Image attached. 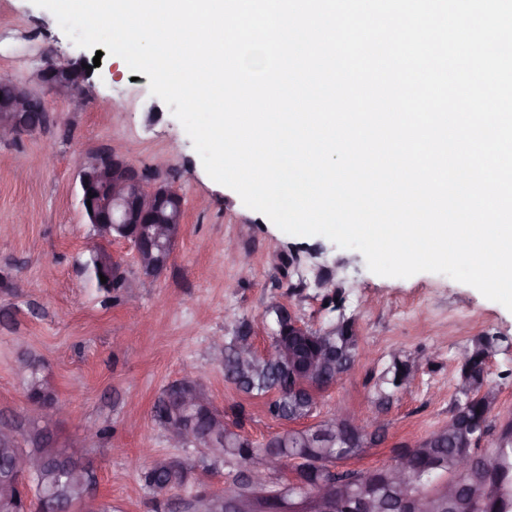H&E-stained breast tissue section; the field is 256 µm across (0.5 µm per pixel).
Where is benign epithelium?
Returning a JSON list of instances; mask_svg holds the SVG:
<instances>
[{
  "label": "benign epithelium",
  "mask_w": 512,
  "mask_h": 512,
  "mask_svg": "<svg viewBox=\"0 0 512 512\" xmlns=\"http://www.w3.org/2000/svg\"><path fill=\"white\" fill-rule=\"evenodd\" d=\"M38 79L44 92L34 93L26 87L13 84V95L0 100V138L16 136L31 130L28 123V109L32 102H37L43 115L51 111V102L65 99L72 109H80L87 100L89 79L82 62L67 60L64 62L48 59L39 72ZM78 176L82 200H87L88 192L96 190L92 199L90 224L102 234L104 241H92L88 248L96 253L95 260L112 270L113 276L124 280L120 264L112 257L106 241L115 238L129 240L132 244L141 241L145 247L135 249V258L140 274L145 278H155L167 266L178 233L169 228V216L164 213L167 208L183 209L181 196L169 185L153 182L148 174L131 164L123 154L108 149L105 152L91 153L77 161ZM159 248L160 253L153 252ZM171 388L179 393L181 404L191 407L204 400L206 392L199 386V379L191 371ZM69 407L59 399L45 404L29 403L27 425L45 429L50 419L61 418L68 414ZM364 419L339 415L336 426L314 425L310 437L308 452L296 448L287 455L266 456L261 463L245 468L247 483L258 490L269 483L275 474L291 471L290 481L300 482L301 474L307 470L308 463L319 466L321 460L314 449L327 445L328 441L347 438L353 432L361 437L368 433ZM169 439L176 445L184 446L195 442L192 429L181 424L167 429ZM209 445L203 452L220 459L224 454V441L217 428L210 427L205 434ZM0 442L15 448V461L8 473L0 477V483L16 490L15 497L0 499V508L5 512H43L49 507L48 498L40 484V475L48 465L43 455L27 453L21 448V439L12 428L0 429ZM408 455L401 451L392 466L387 468L386 482L391 486L403 483ZM456 469L465 470L468 477L464 481L445 482L437 488V493L430 497L405 494L398 502V512H434L436 500H455L462 489H467L470 497L475 498L482 492L486 482L494 477L502 480L497 463L487 458L480 467H475L472 460H461ZM73 482L83 487L80 497L54 512H97L99 503L89 491L84 472L78 467H70ZM370 483L365 477L354 475L349 478L329 477L317 481L315 501L317 512H376L377 505L368 491ZM220 499L223 512H244V497L235 484H225L221 489L197 497L201 504L213 499Z\"/></svg>",
  "instance_id": "obj_1"
}]
</instances>
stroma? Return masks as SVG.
Here are the masks:
<instances>
[{
    "label": "stroma",
    "instance_id": "obj_1",
    "mask_svg": "<svg viewBox=\"0 0 512 512\" xmlns=\"http://www.w3.org/2000/svg\"><path fill=\"white\" fill-rule=\"evenodd\" d=\"M49 56L91 62L92 87L83 110L54 101L45 126L0 141L1 425L23 426L21 363L36 362L73 411L54 421L57 441L82 447L99 500L112 512H187L186 501L221 488L226 471L196 468L197 452L167 440L153 404L191 364L217 409L244 406L242 432L254 444L288 430L268 414L266 399L225 378L224 357L212 345L246 322L256 350L268 349L272 323L264 312L275 302L315 329L348 319L369 353L321 394L312 415L317 421L342 407L376 416L383 440L347 468L390 465L398 445L447 425L462 356L476 336L497 339L488 363L499 388L493 424L512 420V311L446 275L382 277L359 251L284 233L208 176L180 122L150 94L147 75L132 76L114 57L76 46L31 0H0V77L40 90L38 72ZM109 147L172 186L184 206L158 277L141 276L129 242H112L130 283L116 295L100 291L83 268L95 230L80 204L76 171L79 157ZM322 278L331 280L337 308L328 306ZM397 359L408 362L412 389L391 384ZM158 457L194 465L187 489L165 501L140 480Z\"/></svg>",
    "mask_w": 512,
    "mask_h": 512
}]
</instances>
